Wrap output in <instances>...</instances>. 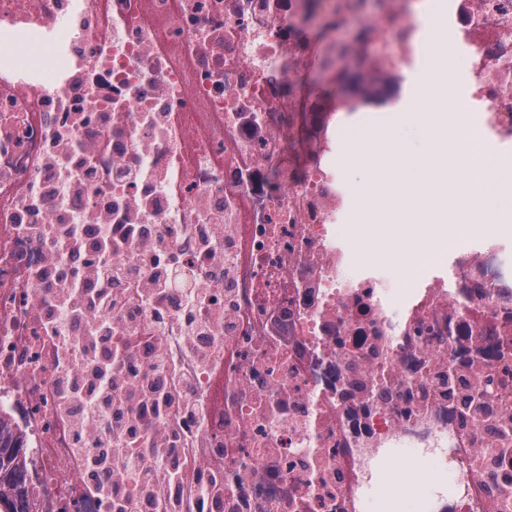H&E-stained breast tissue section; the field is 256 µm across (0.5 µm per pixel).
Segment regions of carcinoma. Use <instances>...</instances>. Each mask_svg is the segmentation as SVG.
<instances>
[{"mask_svg":"<svg viewBox=\"0 0 512 512\" xmlns=\"http://www.w3.org/2000/svg\"><path fill=\"white\" fill-rule=\"evenodd\" d=\"M23 448V437L11 431L0 415V512H30Z\"/></svg>","mask_w":512,"mask_h":512,"instance_id":"obj_1","label":"carcinoma"}]
</instances>
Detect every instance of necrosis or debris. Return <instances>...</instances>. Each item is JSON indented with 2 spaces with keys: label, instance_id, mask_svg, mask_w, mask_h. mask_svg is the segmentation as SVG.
<instances>
[{
  "label": "necrosis or debris",
  "instance_id": "4bbe7bcc",
  "mask_svg": "<svg viewBox=\"0 0 512 512\" xmlns=\"http://www.w3.org/2000/svg\"><path fill=\"white\" fill-rule=\"evenodd\" d=\"M426 2L346 57L412 67ZM355 8L0 0V415L33 512H512L495 239L399 290L338 230L327 126L294 135L309 43L335 71ZM448 24L484 151L512 150V0ZM480 373L505 380L463 413Z\"/></svg>",
  "mask_w": 512,
  "mask_h": 512
}]
</instances>
